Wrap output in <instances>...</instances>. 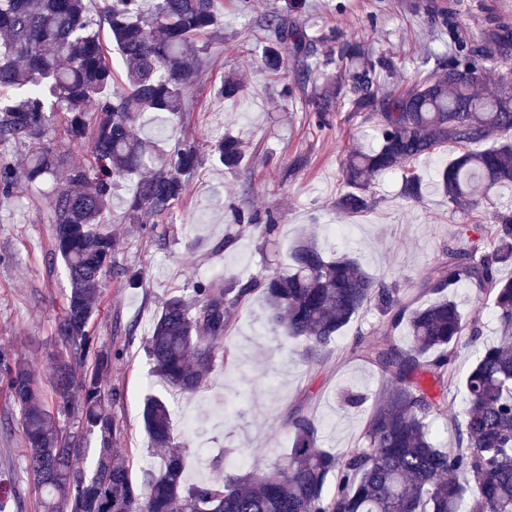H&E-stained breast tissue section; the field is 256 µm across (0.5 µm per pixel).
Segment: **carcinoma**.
<instances>
[{
  "instance_id": "carcinoma-1",
  "label": "carcinoma",
  "mask_w": 512,
  "mask_h": 512,
  "mask_svg": "<svg viewBox=\"0 0 512 512\" xmlns=\"http://www.w3.org/2000/svg\"><path fill=\"white\" fill-rule=\"evenodd\" d=\"M218 4L103 0L101 18L124 69V87L116 91L87 0H0V197L8 198L20 178L56 183L50 200L55 252L70 285L56 326L66 351L51 362L52 395L33 366L0 351V377L19 412L26 470L40 490L39 512H512V278L499 276L500 267L512 266V211L499 213L494 224L469 226L483 202L512 187V25L500 20L475 42L454 10L440 12L453 56L432 69L418 67L401 88L382 84L383 73L394 67L386 55L345 42L319 59L308 34L277 15L265 20L275 40L262 46L260 57L264 72L284 80L288 51L308 59L295 71V85H284L290 96L336 63L346 84L323 75L315 111H332L343 89L351 111L378 115L379 147L346 155L348 191L336 201L342 211L369 208L373 181L396 169L409 171L403 197L420 200L423 181L414 165L443 149L458 150L437 186L465 225L418 289L419 296L436 299L407 302L400 288L369 274L358 258H329L309 236L293 245L286 273L245 282L212 279L169 297L145 340L153 374L193 394L205 388L216 360L234 357L223 345L224 333L256 290L265 297L268 323L314 363L361 311L374 307L382 320L367 358L386 385L367 419L366 445L340 457L326 453L314 420L294 412L279 464L190 483L185 460L194 442L174 435L166 401L152 396L143 403L142 420L150 447L160 451L158 469L144 472L138 484L120 461L111 412L118 393L106 387L112 350L97 345L89 325L103 278L118 275L134 286L140 273L115 267L116 239L104 218L115 182L131 176L136 187L122 221L147 224L168 215L184 193L185 177L201 165L195 140L175 139L164 126L152 136L140 128L146 112L183 110L200 74V38L218 36ZM244 90L231 75L216 93L226 98ZM56 108L63 111L68 140L90 144V165L66 167L51 146ZM20 141L32 149L23 169L6 151ZM210 152L235 170L244 141L226 134ZM464 282L490 302L500 336L460 377L453 359L480 330L445 291ZM402 325L404 345L395 337ZM457 387L465 393L462 414L452 421L461 446L437 448L428 420L448 412V392ZM62 414L96 437L89 473L80 467L81 435L65 432Z\"/></svg>"
}]
</instances>
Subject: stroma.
Masks as SVG:
<instances>
[{
  "mask_svg": "<svg viewBox=\"0 0 512 512\" xmlns=\"http://www.w3.org/2000/svg\"><path fill=\"white\" fill-rule=\"evenodd\" d=\"M443 3L459 6L465 27L477 38L496 19L512 20V0H303L298 9L286 0H222L224 35L208 43L209 65L189 93L187 111L144 115L145 128L163 125L174 137L203 146L224 131L239 133L249 151L236 171L205 156L171 213L149 224L121 221L132 181L113 192L108 221L118 240L114 261L139 272L142 283L131 288L121 279L103 280L90 331L98 345L114 353L107 384L119 394L112 403L120 430L117 445L134 479H141L152 460L141 416L150 396L170 403L175 435L194 440L197 451L186 467L192 481L212 476L220 457L238 474L274 463L289 446L286 420L297 410L316 421L323 450L339 456L361 442L369 402L381 390L379 374L367 360L381 319L376 308L353 319L324 362L311 366L282 346L279 331L266 323L261 295H253L224 335L234 362L216 361L207 388L185 396L153 376L144 339L167 297L218 276L247 280L286 271L291 246L307 234L317 235L327 255L357 256L373 276L414 298L424 273L457 239L461 216L436 186L447 154L417 163L426 186L419 201L401 196L403 173L394 170L376 179L369 209L338 212L336 200L346 190V154L355 146L378 147V118L341 104L317 119L314 86L283 96L281 82L262 71L260 51L270 37L264 19L283 13L307 30L319 52L342 40H364L387 53L397 63L385 77L393 86L424 60L452 53L447 33L433 18ZM231 72L247 89L218 99L215 87ZM51 195V182L22 181L0 202V346L33 364L46 388L49 362L63 349L56 326L69 292L64 265L54 253ZM238 211L279 215L276 234L268 237L259 226L237 223ZM332 224L349 225L350 237L332 236ZM454 297L466 315L478 316L481 329L478 342L462 346L455 359L462 375L481 346L496 341L499 325L470 286L457 288ZM351 389L364 393L367 404L347 406L342 395ZM18 418L0 380V512H37L39 492L25 469Z\"/></svg>",
  "mask_w": 512,
  "mask_h": 512,
  "instance_id": "35a3bbf8",
  "label": "stroma"
}]
</instances>
